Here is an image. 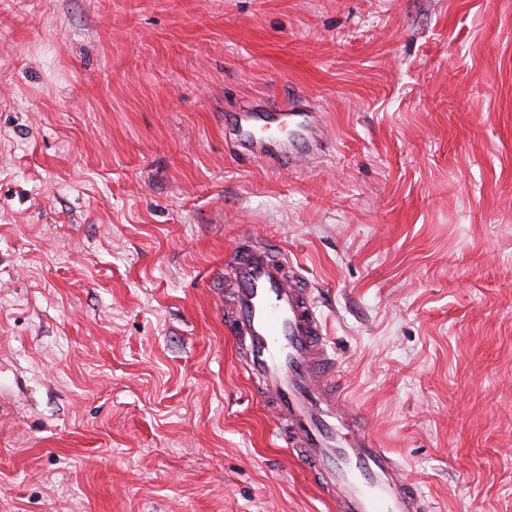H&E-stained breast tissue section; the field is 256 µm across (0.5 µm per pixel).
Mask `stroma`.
I'll use <instances>...</instances> for the list:
<instances>
[{"instance_id":"35a3bbf8","label":"stroma","mask_w":512,"mask_h":512,"mask_svg":"<svg viewBox=\"0 0 512 512\" xmlns=\"http://www.w3.org/2000/svg\"><path fill=\"white\" fill-rule=\"evenodd\" d=\"M296 95L320 158L233 150ZM244 225L432 512H512V0H0V512H333L224 330Z\"/></svg>"}]
</instances>
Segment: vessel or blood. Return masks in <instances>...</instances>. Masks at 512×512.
<instances>
[{
  "mask_svg": "<svg viewBox=\"0 0 512 512\" xmlns=\"http://www.w3.org/2000/svg\"><path fill=\"white\" fill-rule=\"evenodd\" d=\"M224 125L235 150L275 166L298 162L295 142H325L320 113L294 104H248ZM241 239L224 259V329L252 395L277 416V440L335 512H430L398 459L346 406L314 288L298 263L269 241Z\"/></svg>",
  "mask_w": 512,
  "mask_h": 512,
  "instance_id": "1",
  "label": "vessel or blood"
}]
</instances>
